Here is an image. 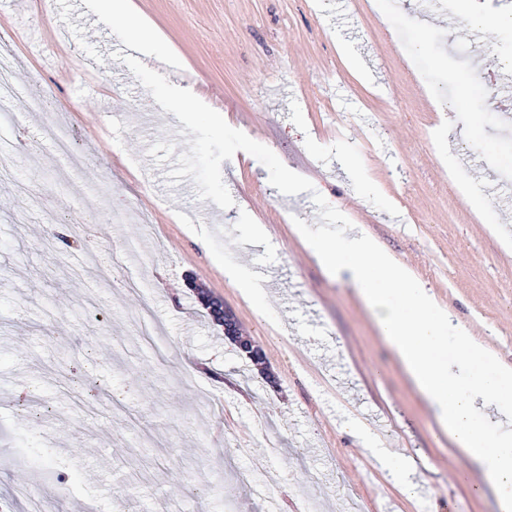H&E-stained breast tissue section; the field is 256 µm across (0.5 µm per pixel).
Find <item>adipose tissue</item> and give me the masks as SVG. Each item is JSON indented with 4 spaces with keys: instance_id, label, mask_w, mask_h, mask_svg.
I'll return each mask as SVG.
<instances>
[{
    "instance_id": "adipose-tissue-1",
    "label": "adipose tissue",
    "mask_w": 512,
    "mask_h": 512,
    "mask_svg": "<svg viewBox=\"0 0 512 512\" xmlns=\"http://www.w3.org/2000/svg\"><path fill=\"white\" fill-rule=\"evenodd\" d=\"M310 249L325 268L347 276L364 304L375 311L384 340L416 389L435 407L463 464L478 465L506 486L499 506L501 512H512V430L478 415L488 406L512 410V368H499L490 378L477 376L474 365L491 363L495 356L465 333L460 353L449 356L447 311L411 269L368 234L352 239L346 260L331 242L315 240Z\"/></svg>"
}]
</instances>
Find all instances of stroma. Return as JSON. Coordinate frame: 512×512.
<instances>
[{"label": "stroma", "instance_id": "1", "mask_svg": "<svg viewBox=\"0 0 512 512\" xmlns=\"http://www.w3.org/2000/svg\"><path fill=\"white\" fill-rule=\"evenodd\" d=\"M131 2L159 56L89 0H0L23 96L55 99L84 156L31 163L44 119L0 123L14 160L0 183V512H20L19 486L47 493L48 512H498L500 486L463 469L353 284L295 227L372 235L447 309L449 351L462 326L512 368V122L477 85L512 57V0L468 15L457 0ZM476 13L500 24L463 59ZM179 84L199 105L183 116ZM20 184L84 211V233L12 223ZM259 265L279 279L258 298L225 275ZM145 315L156 335L134 334ZM351 416L388 461L345 430ZM214 307L215 311L212 314L216 321L224 324L225 336L229 337L231 341H234V344L237 345V348L242 353H245L249 359L253 361L260 359L262 357V353L257 347L253 346L251 340L246 336H238V326L232 313L224 309L223 305L220 308H218L217 305Z\"/></svg>", "mask_w": 512, "mask_h": 512}]
</instances>
